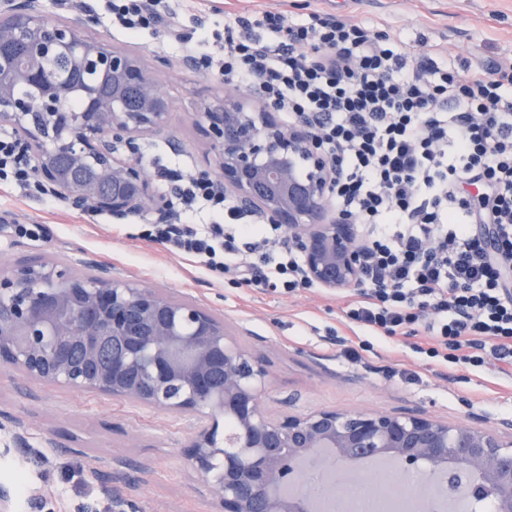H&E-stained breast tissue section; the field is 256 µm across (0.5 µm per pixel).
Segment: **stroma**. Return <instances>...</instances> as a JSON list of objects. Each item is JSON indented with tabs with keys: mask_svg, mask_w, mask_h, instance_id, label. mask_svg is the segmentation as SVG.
Listing matches in <instances>:
<instances>
[{
	"mask_svg": "<svg viewBox=\"0 0 512 512\" xmlns=\"http://www.w3.org/2000/svg\"><path fill=\"white\" fill-rule=\"evenodd\" d=\"M48 20L83 18L85 35L133 53L151 70L172 103L168 130L144 136L139 153L152 175L170 177L208 169L211 153L199 127L201 106L225 92L246 94L210 72L188 69L187 57L215 51L224 40V17L280 11L291 20L312 13L350 19L371 32L400 34L415 54L433 44L448 50L456 68L496 64L512 57V0H194L178 13L175 33L146 31L128 36L113 30L108 0H82L65 8L42 0ZM213 39L190 46L198 26ZM166 66H157V59ZM16 224H38L35 238L12 233ZM140 219L113 223L106 214H87L64 201L21 198L0 186V270L39 258L74 273L92 275L93 264L116 277L192 299L224 319L233 340L267 359L271 410L308 412H425L451 423L502 428L512 422V376L496 365H446L416 353L413 336L377 338L372 351L353 359L361 328L347 324L342 310L351 292L318 287L288 294L237 286L210 277L192 258L139 237ZM26 431L25 447L14 442L15 422ZM194 432L192 418L149 412L119 399L71 391L22 377L0 366V484L14 492L16 512H110L92 470L99 461L123 464L112 485L126 512H213L209 494L190 476L181 450ZM39 507H31L32 495Z\"/></svg>",
	"mask_w": 512,
	"mask_h": 512,
	"instance_id": "1",
	"label": "stroma"
}]
</instances>
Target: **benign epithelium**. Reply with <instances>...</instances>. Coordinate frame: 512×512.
Returning <instances> with one entry per match:
<instances>
[{
	"mask_svg": "<svg viewBox=\"0 0 512 512\" xmlns=\"http://www.w3.org/2000/svg\"><path fill=\"white\" fill-rule=\"evenodd\" d=\"M66 57L78 69L112 78V98L84 90L87 108L66 112L73 88L44 71ZM19 84L41 88L36 98ZM138 87L131 109L124 89ZM229 93L204 104L214 169L241 211L284 228L307 279L343 293L363 280L361 237L352 217L333 208L338 165L306 123L285 127L261 97ZM171 102L140 58L78 26L44 18L40 0H0V122L12 124L18 150L37 149V176L73 209L131 217L166 216L165 202L141 162L136 140L167 130ZM24 377L196 419L182 453L218 512H302L300 489L322 456L342 469L385 457L406 470L429 464L454 487L472 473L475 499L512 512V434L425 414L272 412L264 358L240 348L224 319L194 300H179L97 267L79 275L47 261L0 272V364ZM235 420L233 435L224 421ZM99 478L113 512L112 473Z\"/></svg>",
	"mask_w": 512,
	"mask_h": 512,
	"instance_id": "benign-epithelium-1",
	"label": "benign epithelium"
}]
</instances>
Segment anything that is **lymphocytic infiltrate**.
<instances>
[{
    "label": "lymphocytic infiltrate",
    "instance_id": "f902f5d3",
    "mask_svg": "<svg viewBox=\"0 0 512 512\" xmlns=\"http://www.w3.org/2000/svg\"><path fill=\"white\" fill-rule=\"evenodd\" d=\"M126 34L168 26L164 0H111ZM263 27L265 35L254 34ZM227 81L259 88L288 125L314 123L340 159L333 202L365 230L364 280L345 319L376 335H425L419 353L448 363L512 366V62L467 74L414 56L389 32L329 14L296 23L237 15L205 56ZM35 166L0 133V181L31 193ZM174 224L145 239L242 285L306 287L296 250L271 252L278 226L245 220L222 185L193 176L168 191ZM492 225L485 242L473 225Z\"/></svg>",
    "mask_w": 512,
    "mask_h": 512
}]
</instances>
